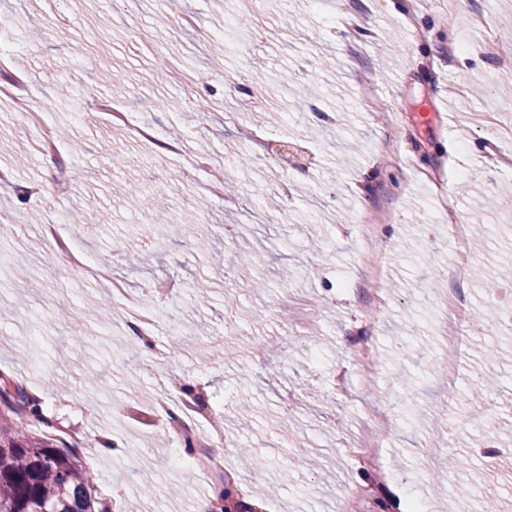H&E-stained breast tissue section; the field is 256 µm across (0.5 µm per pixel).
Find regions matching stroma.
Listing matches in <instances>:
<instances>
[{
  "instance_id": "35a3bbf8",
  "label": "stroma",
  "mask_w": 512,
  "mask_h": 512,
  "mask_svg": "<svg viewBox=\"0 0 512 512\" xmlns=\"http://www.w3.org/2000/svg\"><path fill=\"white\" fill-rule=\"evenodd\" d=\"M1 17L16 52L0 65V390L38 399L30 432L82 440L97 502L198 512L211 500L217 475L171 450L157 406L176 379L260 459L247 471L230 454L226 471L263 512H337L356 484L369 490L359 512L414 496L429 512H467L491 482L512 512V459L488 471L477 446L512 445V337L471 341L455 382L432 372L436 299L456 285L477 311L482 279L512 283V47L500 38L512 0H0ZM461 38L474 50L449 53ZM15 84L44 106L54 151L2 94ZM231 141L251 163L228 170V210L203 184ZM125 182L164 191L165 208L116 197ZM490 195L510 204L486 215L492 234L472 240L467 275L451 283L448 224ZM379 211L392 263L371 329L358 317L365 270L351 230ZM49 224L133 285L158 313L156 341L181 339L186 353L153 364L105 285L57 269ZM241 249L254 257L246 270ZM171 280L182 291L163 297ZM310 318L315 334L286 326ZM368 335L381 356L371 390L352 364ZM483 374L497 381L496 407L474 427ZM367 400L398 415L388 478L348 454ZM443 423L448 491L418 447ZM105 436L119 452L99 451Z\"/></svg>"
}]
</instances>
